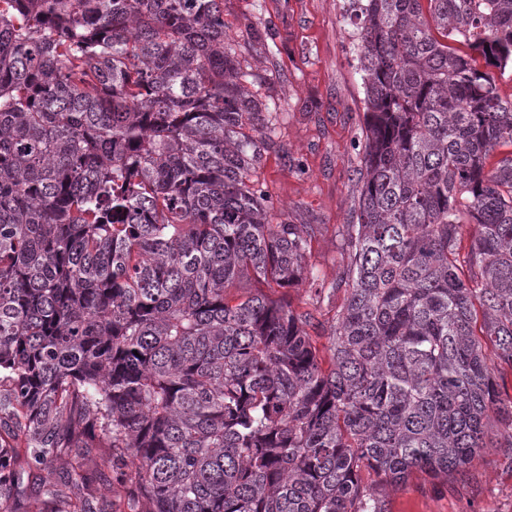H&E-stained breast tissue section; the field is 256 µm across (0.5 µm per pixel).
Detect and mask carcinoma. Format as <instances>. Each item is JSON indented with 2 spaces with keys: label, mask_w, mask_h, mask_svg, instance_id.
<instances>
[{
  "label": "carcinoma",
  "mask_w": 512,
  "mask_h": 512,
  "mask_svg": "<svg viewBox=\"0 0 512 512\" xmlns=\"http://www.w3.org/2000/svg\"><path fill=\"white\" fill-rule=\"evenodd\" d=\"M365 123L345 263L275 224L278 134L224 0H0V512H385L461 474L512 367V0H348ZM476 225L462 251L463 219ZM311 276L334 315L259 289ZM241 293L230 297L227 290ZM327 332L321 351L310 330Z\"/></svg>",
  "instance_id": "obj_1"
}]
</instances>
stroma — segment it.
I'll return each mask as SVG.
<instances>
[{
  "label": "stroma",
  "mask_w": 512,
  "mask_h": 512,
  "mask_svg": "<svg viewBox=\"0 0 512 512\" xmlns=\"http://www.w3.org/2000/svg\"><path fill=\"white\" fill-rule=\"evenodd\" d=\"M347 0H224V24L264 76L280 131L263 155L276 221L314 227L310 262L333 280L354 200L364 122ZM377 491L387 512H512V448H484L465 474L413 475Z\"/></svg>",
  "instance_id": "1"
}]
</instances>
